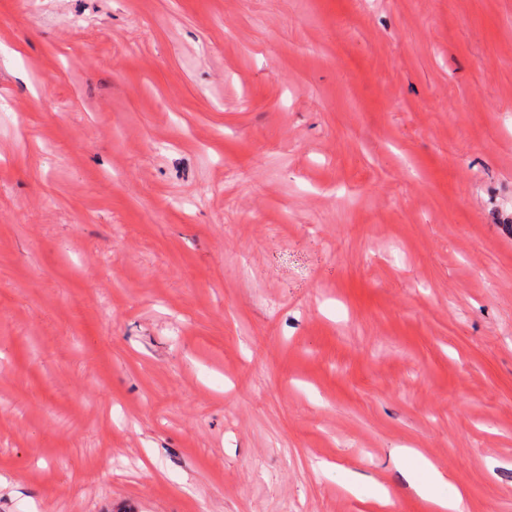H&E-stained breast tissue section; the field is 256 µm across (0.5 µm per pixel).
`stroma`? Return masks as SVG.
<instances>
[{
  "instance_id": "stroma-1",
  "label": "stroma",
  "mask_w": 512,
  "mask_h": 512,
  "mask_svg": "<svg viewBox=\"0 0 512 512\" xmlns=\"http://www.w3.org/2000/svg\"><path fill=\"white\" fill-rule=\"evenodd\" d=\"M406 448L512 512V0H0V512H431Z\"/></svg>"
}]
</instances>
